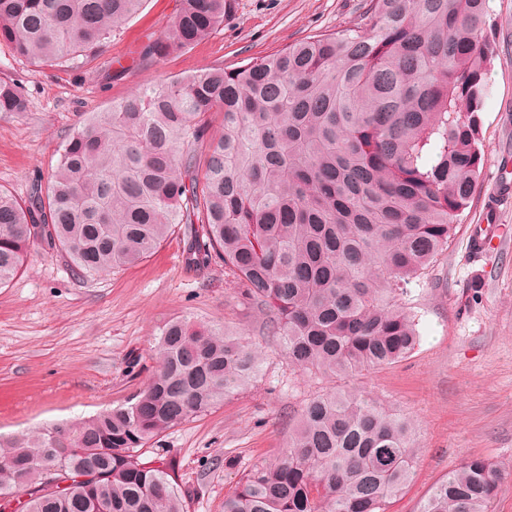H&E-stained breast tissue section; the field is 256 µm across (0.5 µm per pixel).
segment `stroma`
I'll use <instances>...</instances> for the list:
<instances>
[{"label": "stroma", "instance_id": "stroma-1", "mask_svg": "<svg viewBox=\"0 0 512 512\" xmlns=\"http://www.w3.org/2000/svg\"><path fill=\"white\" fill-rule=\"evenodd\" d=\"M365 0H238L235 16L205 40L152 61L141 51L170 24L175 0H144L104 51L36 68L0 41V80L17 84L23 112H0V188L28 199L46 185L61 144L91 113L132 90L212 66L232 68L310 35L356 22ZM497 56L479 117L485 164L470 206L443 251L411 282L420 342L405 359L356 377L292 368L265 319L243 303L238 281L218 260L189 265L182 233L141 263L92 277L67 257L36 246L23 270L0 288V436L77 421L126 402L155 367L153 345L180 318L244 333L264 354L257 379L153 441L173 458L187 512H224L243 470L285 449L306 399L363 387L413 423L415 474L389 512H419L432 486L463 459L481 457L505 473L493 512H512V245L493 258L467 253L473 225L496 206L512 226V0H489ZM482 274L479 296L470 293Z\"/></svg>", "mask_w": 512, "mask_h": 512}]
</instances>
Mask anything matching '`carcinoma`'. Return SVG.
Masks as SVG:
<instances>
[{
  "label": "carcinoma",
  "mask_w": 512,
  "mask_h": 512,
  "mask_svg": "<svg viewBox=\"0 0 512 512\" xmlns=\"http://www.w3.org/2000/svg\"><path fill=\"white\" fill-rule=\"evenodd\" d=\"M143 2L0 0V41L36 67L88 58ZM237 4L177 0L144 57L209 37ZM486 15V0H367L351 26L136 89L69 135L46 190L22 202L0 188V287L36 245L87 277L142 262L183 224L190 260L224 262L292 366L354 376L401 361L419 342L407 285L448 246L485 162ZM25 109L0 80V112ZM212 112L224 113L215 137ZM154 355L128 403L0 438V512L16 493L27 512H186L174 461L147 445L249 386L262 354L176 319ZM418 451L410 420L368 392L317 394L224 512H388ZM49 463L67 487L49 489ZM503 477L467 458L420 512H491Z\"/></svg>",
  "instance_id": "carcinoma-1"
}]
</instances>
